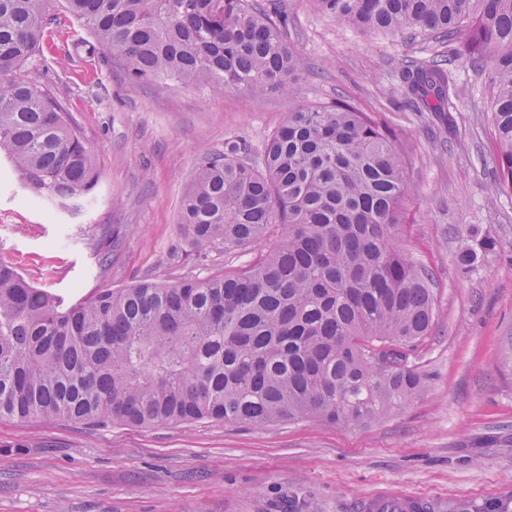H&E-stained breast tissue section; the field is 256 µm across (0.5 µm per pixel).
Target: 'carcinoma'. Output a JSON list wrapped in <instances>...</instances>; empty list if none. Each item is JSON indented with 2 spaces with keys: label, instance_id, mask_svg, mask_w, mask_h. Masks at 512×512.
<instances>
[{
  "label": "carcinoma",
  "instance_id": "carcinoma-1",
  "mask_svg": "<svg viewBox=\"0 0 512 512\" xmlns=\"http://www.w3.org/2000/svg\"><path fill=\"white\" fill-rule=\"evenodd\" d=\"M369 34L424 33L448 56L405 61L414 111L452 119L456 60L488 72L495 190L512 195V0H311ZM50 0H0V158L31 195L76 208L100 171L70 113L35 76ZM79 47L134 85L172 80L296 94L288 16L252 0H63ZM238 141L203 156L182 199L186 252L204 258L277 231L276 247L219 277L99 288L64 304L0 261V418L91 427L307 419L371 422L416 398L434 322L433 275L400 244L409 159L346 101L285 113L258 162ZM467 276L496 248L458 231Z\"/></svg>",
  "mask_w": 512,
  "mask_h": 512
}]
</instances>
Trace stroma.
I'll return each instance as SVG.
<instances>
[{
	"instance_id": "obj_1",
	"label": "stroma",
	"mask_w": 512,
	"mask_h": 512,
	"mask_svg": "<svg viewBox=\"0 0 512 512\" xmlns=\"http://www.w3.org/2000/svg\"><path fill=\"white\" fill-rule=\"evenodd\" d=\"M288 16L304 61L297 99L351 101L388 125L410 158L403 248L433 274L435 323L421 354L428 387L372 423L309 420L258 428L202 421L149 429L0 418V512H369L393 493L427 512H512V197L495 193V147L484 75L456 63L452 125L405 103L400 59L447 49L366 34L311 0H254ZM84 32L50 7L29 75L61 98L98 157L100 180L80 209L28 200L0 164V260L64 301L143 280L172 284L252 264L275 236L198 260L179 214L201 153L245 142L259 160L294 100L168 81L134 86ZM496 248L470 275L455 263L460 225ZM120 237L107 265L95 245Z\"/></svg>"
}]
</instances>
